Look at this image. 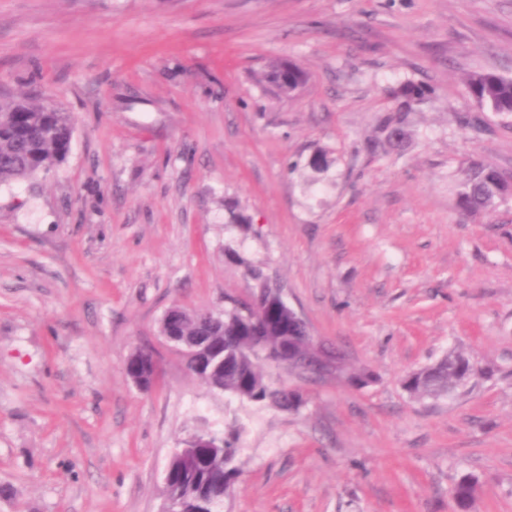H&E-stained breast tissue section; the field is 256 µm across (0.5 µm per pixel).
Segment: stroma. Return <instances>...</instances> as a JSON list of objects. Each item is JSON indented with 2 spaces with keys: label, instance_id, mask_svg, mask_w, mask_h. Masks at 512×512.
<instances>
[{
  "label": "stroma",
  "instance_id": "1",
  "mask_svg": "<svg viewBox=\"0 0 512 512\" xmlns=\"http://www.w3.org/2000/svg\"><path fill=\"white\" fill-rule=\"evenodd\" d=\"M282 58L290 99L258 81ZM480 71L512 76V0H0V96L74 121L63 163L0 185V512H158L175 448L239 424L224 512H451L466 474L472 512H512V202H456L469 159L512 173V117L457 121ZM407 81L430 93L389 141ZM251 265L376 382L267 367L297 412L203 386L160 321L249 294ZM451 350L466 389H403ZM284 59H278L271 61L264 69L261 74V82L277 97L288 98L293 94L292 83L294 85L304 86L308 79V73L301 68L298 64L294 63V70L291 73L290 79H288V85L281 82L280 79V68ZM289 90V94H288Z\"/></svg>",
  "mask_w": 512,
  "mask_h": 512
}]
</instances>
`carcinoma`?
<instances>
[{"instance_id": "obj_1", "label": "carcinoma", "mask_w": 512, "mask_h": 512, "mask_svg": "<svg viewBox=\"0 0 512 512\" xmlns=\"http://www.w3.org/2000/svg\"><path fill=\"white\" fill-rule=\"evenodd\" d=\"M282 63L281 59L270 62L261 74V82L275 96L288 98L292 85H305L309 76L296 64L285 84L280 79ZM466 87L480 109L502 117L512 116V77L491 71L475 72L467 77ZM427 93L418 85H407L401 90L395 114L383 118L387 139L402 134L405 112ZM73 131L72 120L65 112L35 106L24 99L0 101V185L60 165L69 152ZM511 198L512 182L497 169L476 159L467 163L457 190L458 206L463 212L476 219ZM247 273L255 282V289L264 295L251 322L243 323L241 311L235 305L222 311L200 310L191 316L175 306L172 325L180 336L201 338L216 359L223 358L231 346L239 348V356L232 357L224 370V393L253 404L298 411L303 405L290 399L286 385L267 379L263 369L268 362L265 351L287 343L290 336L300 337L303 345L312 339L305 337V330L296 324L292 308L269 287L262 268L249 266ZM341 371L356 388L375 380L374 373L367 369L348 371L343 367ZM472 375L469 357L451 352L408 373L402 385L414 398L449 397L467 386ZM240 433V428H232L219 438V447L193 449L188 462L170 459L165 492L179 497L182 512H224V491L234 485L240 474ZM475 492L476 482L471 478L464 477L455 484L451 497L457 512H470Z\"/></svg>"}]
</instances>
